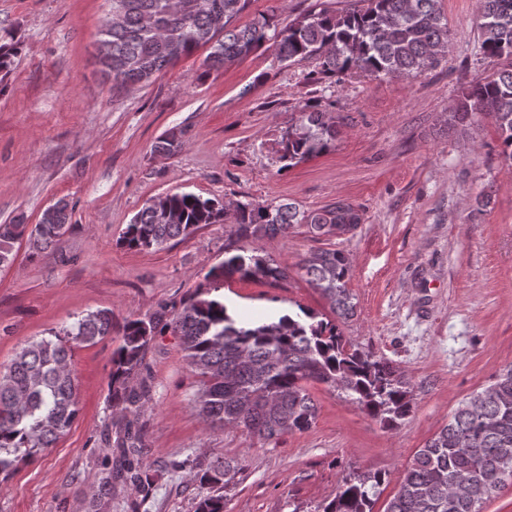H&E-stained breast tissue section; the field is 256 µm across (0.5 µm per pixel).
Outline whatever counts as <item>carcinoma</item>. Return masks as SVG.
<instances>
[{
  "label": "carcinoma",
  "mask_w": 512,
  "mask_h": 512,
  "mask_svg": "<svg viewBox=\"0 0 512 512\" xmlns=\"http://www.w3.org/2000/svg\"><path fill=\"white\" fill-rule=\"evenodd\" d=\"M112 20H104L98 55L112 84L132 87L150 81L202 46L209 47L210 68L230 65L268 42L281 62L314 58L320 78L341 82L351 73L367 76H413L434 66L448 47V22L439 0H359L349 8L312 9L283 27L274 15L236 25L251 0H109ZM477 54L499 65L490 75L461 90L454 113L458 122L473 112H487L498 129L502 152L512 160V0H479ZM0 29V72L7 73L16 47ZM183 131L171 130L154 145L169 155L180 146ZM334 117L306 104L291 118L278 145L282 169L327 152L335 143ZM229 218L233 223L224 245V263L210 269L207 282L230 278L279 282L287 268L262 247L237 245L287 237L304 227L311 238L345 235L361 224L352 204L337 201L313 211L292 203L238 202L226 205L189 192L151 198L127 225L123 243L140 250L158 249L187 237L206 224ZM66 202H56L30 228L19 217L0 224V267L14 259L15 244L29 236L41 253L67 231ZM300 270L330 301L340 318L355 308L348 288L351 262L340 250L318 248ZM177 336L188 365L201 378L194 399L198 415L215 427L242 429L264 441L309 430L318 409L308 385L340 390L367 415L389 429L414 406L411 383L383 357L356 347L339 326L284 314L275 321H242L224 299L199 286L182 306L162 309L122 327L112 350L108 402L112 410L105 437L99 502L130 488L148 496L151 470L141 464L146 440L140 416L150 400L144 358L158 334ZM112 334V311L98 310L69 328L29 342L0 369V481L10 478L19 462L52 448L77 420L76 377L71 368L74 346L92 345ZM512 466V366L473 393L451 419L419 449L399 489L384 512H479L500 489V468ZM242 469L230 461L197 473L202 485L226 488ZM380 473L343 481L335 497L316 512H373ZM196 512H224V495L200 499Z\"/></svg>",
  "instance_id": "1"
}]
</instances>
